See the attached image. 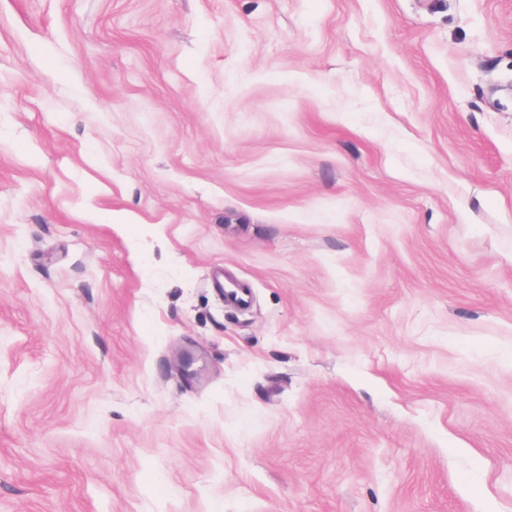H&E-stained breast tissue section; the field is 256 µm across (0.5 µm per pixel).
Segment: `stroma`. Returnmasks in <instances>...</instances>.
I'll return each instance as SVG.
<instances>
[{
	"label": "stroma",
	"mask_w": 512,
	"mask_h": 512,
	"mask_svg": "<svg viewBox=\"0 0 512 512\" xmlns=\"http://www.w3.org/2000/svg\"><path fill=\"white\" fill-rule=\"evenodd\" d=\"M0 512H512V0H0Z\"/></svg>",
	"instance_id": "35a3bbf8"
}]
</instances>
